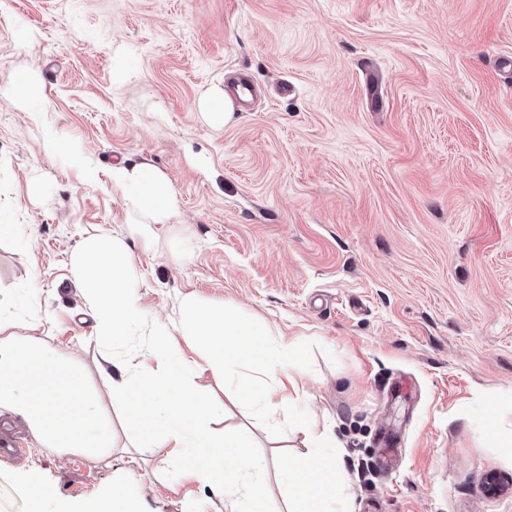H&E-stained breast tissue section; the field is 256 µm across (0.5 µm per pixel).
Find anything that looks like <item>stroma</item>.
Listing matches in <instances>:
<instances>
[{"label": "stroma", "mask_w": 512, "mask_h": 512, "mask_svg": "<svg viewBox=\"0 0 512 512\" xmlns=\"http://www.w3.org/2000/svg\"><path fill=\"white\" fill-rule=\"evenodd\" d=\"M128 69L119 75L118 66ZM0 339L35 326L112 428V454L41 451L0 409V512H230L223 491L142 442L101 372L75 285L85 240H120L146 321L185 296L297 344L312 410L340 445L348 512H512V0H0ZM247 76L223 126L199 109ZM63 149L42 148L44 127ZM146 161L174 189L167 224H131L110 169ZM97 171L85 183L84 167ZM215 427L270 464L301 436L197 381ZM41 96V85L29 76L21 81L11 80L0 84V98L10 100L16 105H28Z\"/></svg>", "instance_id": "1"}]
</instances>
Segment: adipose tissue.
I'll use <instances>...</instances> for the list:
<instances>
[{
  "mask_svg": "<svg viewBox=\"0 0 512 512\" xmlns=\"http://www.w3.org/2000/svg\"><path fill=\"white\" fill-rule=\"evenodd\" d=\"M112 187L121 195L130 223L164 224L177 208L166 176L146 162L113 165ZM75 277L94 315V333L114 339L147 327L156 341L146 351L105 358L114 391L127 402V423L140 439L167 448L165 465H175L216 482L230 497L231 512H267V464L234 434H215L210 423L215 403L195 379L206 371L241 368L236 382L240 398L256 415L275 422L284 407L304 393L292 364L300 351L294 342H252V327L221 306L183 301L182 335L193 341L192 356L171 368L170 354L159 337L165 326L146 325L132 294L134 275L120 244L88 241L73 258ZM27 421L44 448L75 450L92 457L107 452L110 431L72 365L51 357L35 339L0 340V408ZM308 454L280 466L288 493L287 512H345L348 486L339 451L318 425L307 418L294 422Z\"/></svg>",
  "mask_w": 512,
  "mask_h": 512,
  "instance_id": "adipose-tissue-1",
  "label": "adipose tissue"
}]
</instances>
